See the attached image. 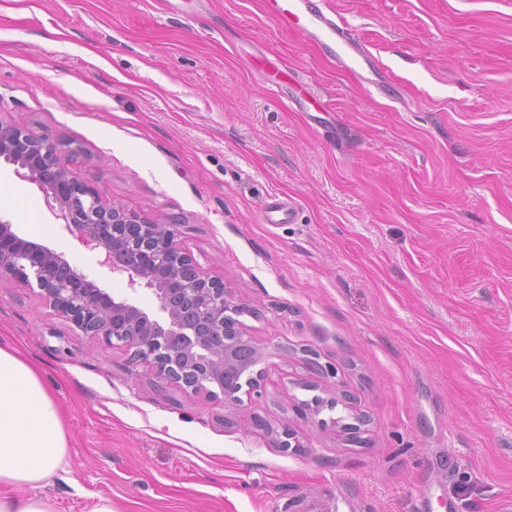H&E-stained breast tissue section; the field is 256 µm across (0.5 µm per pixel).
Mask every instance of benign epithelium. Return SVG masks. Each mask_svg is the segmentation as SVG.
Returning <instances> with one entry per match:
<instances>
[{"instance_id":"benign-epithelium-1","label":"benign epithelium","mask_w":512,"mask_h":512,"mask_svg":"<svg viewBox=\"0 0 512 512\" xmlns=\"http://www.w3.org/2000/svg\"><path fill=\"white\" fill-rule=\"evenodd\" d=\"M0 157L18 178L37 187L61 230L98 256V265L123 277L132 291L155 295L158 318L128 298H116L63 255L20 238L0 221V277L35 279L57 314L106 347L118 342L158 379L185 391L224 397L238 406L245 394L261 395L263 372L241 377L264 358L240 326L243 306L223 280L203 274L180 245L172 226L151 222L119 205L106 206L92 185L71 176L67 160L48 137L0 122Z\"/></svg>"}]
</instances>
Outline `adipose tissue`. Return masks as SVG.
Segmentation results:
<instances>
[{"label":"adipose tissue","instance_id":"1","mask_svg":"<svg viewBox=\"0 0 512 512\" xmlns=\"http://www.w3.org/2000/svg\"><path fill=\"white\" fill-rule=\"evenodd\" d=\"M68 464V438L38 367L0 347V512H55L35 495Z\"/></svg>","mask_w":512,"mask_h":512}]
</instances>
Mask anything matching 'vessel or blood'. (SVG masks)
<instances>
[{"mask_svg": "<svg viewBox=\"0 0 512 512\" xmlns=\"http://www.w3.org/2000/svg\"><path fill=\"white\" fill-rule=\"evenodd\" d=\"M265 13L279 26L300 30L346 70L371 68L365 45L315 0H263Z\"/></svg>", "mask_w": 512, "mask_h": 512, "instance_id": "obj_1", "label": "vessel or blood"}]
</instances>
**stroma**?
<instances>
[{
    "label": "stroma",
    "mask_w": 512,
    "mask_h": 512,
    "mask_svg": "<svg viewBox=\"0 0 512 512\" xmlns=\"http://www.w3.org/2000/svg\"><path fill=\"white\" fill-rule=\"evenodd\" d=\"M322 7L397 95L262 0H0V121L68 151L105 205L173 225L266 352L264 393L228 428L223 399L159 382L0 280V346L40 367L68 436L67 470L38 490L56 512L98 495L116 512L512 501V0ZM275 198L294 219L268 223ZM0 219L157 315L1 159ZM286 424L301 451L278 448Z\"/></svg>",
    "instance_id": "35a3bbf8"
}]
</instances>
